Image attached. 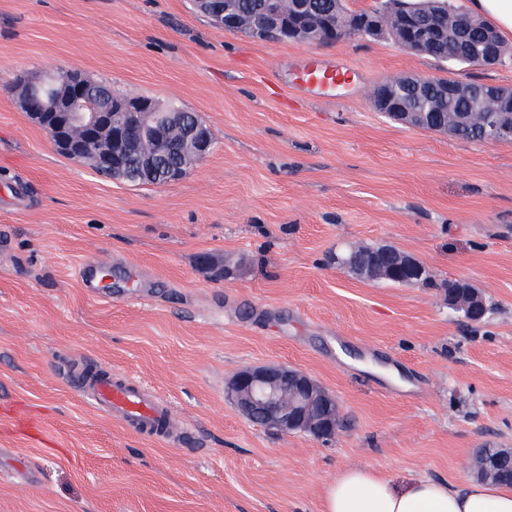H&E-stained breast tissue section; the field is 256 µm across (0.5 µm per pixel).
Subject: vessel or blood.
<instances>
[{
	"instance_id": "vessel-or-blood-1",
	"label": "vessel or blood",
	"mask_w": 512,
	"mask_h": 512,
	"mask_svg": "<svg viewBox=\"0 0 512 512\" xmlns=\"http://www.w3.org/2000/svg\"><path fill=\"white\" fill-rule=\"evenodd\" d=\"M302 74L308 84L333 85L350 80L348 69L317 58L303 62ZM79 390L96 409L111 413L138 431L167 434L173 428L170 407L163 405L158 398L142 393L131 383L109 376H90L83 379Z\"/></svg>"
}]
</instances>
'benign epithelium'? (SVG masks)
<instances>
[{"label":"benign epithelium","instance_id":"obj_1","mask_svg":"<svg viewBox=\"0 0 512 512\" xmlns=\"http://www.w3.org/2000/svg\"><path fill=\"white\" fill-rule=\"evenodd\" d=\"M198 2L205 5L207 15L216 25L237 26L234 0ZM313 8V0H292L285 16L278 0H264L262 17L241 27V31L260 40L309 43H328L351 35L372 38L389 35L386 23L375 9L343 8L317 24L309 19ZM390 23L395 27L397 43L407 50L418 53L437 50L445 59L465 57L478 66L496 65L500 61L496 31L470 18L450 21L446 10L430 16L407 10L392 13ZM49 78L61 87L59 96L50 102L27 97L23 99V108L39 120L57 149L74 160L90 162L97 169L118 176L130 161L135 132L150 135L160 152L181 157L187 152L196 162L210 153L212 139L207 128L188 121L187 113L173 105H154L138 95L126 94L116 106L110 107L93 93L85 78L74 72L60 70ZM422 88L433 90L443 101L465 102L489 113L482 129L483 141H512V89L484 84L476 97L468 84L404 76L380 83L371 98L377 111L396 122L451 134L468 124L469 117L476 116L474 112L462 113L448 121L438 116L433 104L410 105L407 97L416 95ZM174 124L182 130L178 142L167 138L168 129ZM76 128L82 132L81 141L71 136V130ZM136 167L138 179L146 182L162 178L173 181L181 175L178 168L158 167L154 154L139 157ZM387 275L404 285L418 286L425 277V269L413 257L405 255L387 268ZM231 392L242 414L256 424L284 433L300 431L322 440L332 439L338 431L336 398L324 392L305 372L283 366L246 368L232 381ZM483 468L495 477L512 470V458L490 454L485 457Z\"/></svg>","mask_w":512,"mask_h":512}]
</instances>
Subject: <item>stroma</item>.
Segmentation results:
<instances>
[{"label": "stroma", "instance_id": "35a3bbf8", "mask_svg": "<svg viewBox=\"0 0 512 512\" xmlns=\"http://www.w3.org/2000/svg\"><path fill=\"white\" fill-rule=\"evenodd\" d=\"M309 55L351 81L300 83ZM59 68L195 112L211 153L164 185L98 175L22 107L20 80ZM406 75L512 89V57L261 41L191 0H0V512H322L344 469L459 484L512 448V142L390 121L371 93ZM350 244L413 255L433 287L356 278L331 261ZM95 257L112 279L90 292ZM267 364L336 397L333 439L244 418L229 385ZM89 366L163 399L172 438L91 408Z\"/></svg>", "mask_w": 512, "mask_h": 512}]
</instances>
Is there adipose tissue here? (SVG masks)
Instances as JSON below:
<instances>
[{
  "label": "adipose tissue",
  "instance_id": "adipose-tissue-1",
  "mask_svg": "<svg viewBox=\"0 0 512 512\" xmlns=\"http://www.w3.org/2000/svg\"><path fill=\"white\" fill-rule=\"evenodd\" d=\"M322 512H512V486L428 477L401 486L376 471L351 468L325 486Z\"/></svg>",
  "mask_w": 512,
  "mask_h": 512
}]
</instances>
